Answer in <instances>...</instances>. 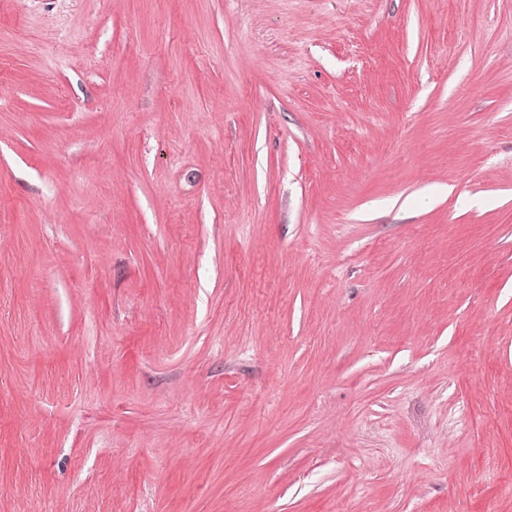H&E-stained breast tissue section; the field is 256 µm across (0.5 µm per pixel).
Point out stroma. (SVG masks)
<instances>
[{
	"mask_svg": "<svg viewBox=\"0 0 512 512\" xmlns=\"http://www.w3.org/2000/svg\"><path fill=\"white\" fill-rule=\"evenodd\" d=\"M0 512H512V0H0Z\"/></svg>",
	"mask_w": 512,
	"mask_h": 512,
	"instance_id": "1",
	"label": "stroma"
}]
</instances>
